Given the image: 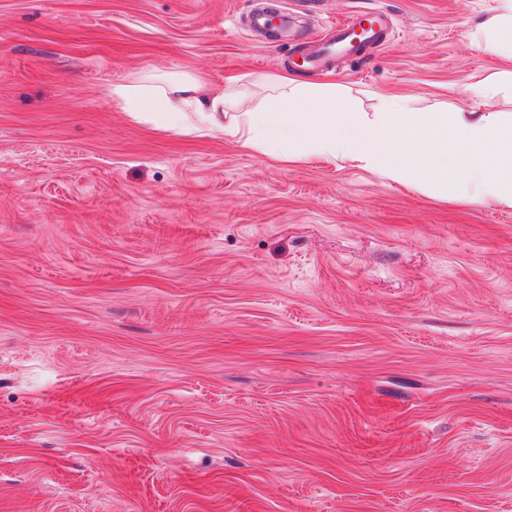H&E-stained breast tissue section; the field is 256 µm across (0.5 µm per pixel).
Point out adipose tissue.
Masks as SVG:
<instances>
[{"instance_id": "adipose-tissue-1", "label": "adipose tissue", "mask_w": 512, "mask_h": 512, "mask_svg": "<svg viewBox=\"0 0 512 512\" xmlns=\"http://www.w3.org/2000/svg\"><path fill=\"white\" fill-rule=\"evenodd\" d=\"M471 42L512 60V0H499ZM263 81L262 102L237 116L223 91L186 73L131 77L113 84L109 96L131 119L162 132L218 134L279 160L350 162L442 197L512 204V122L497 113L419 111L393 97L368 120L295 75Z\"/></svg>"}]
</instances>
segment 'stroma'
<instances>
[{"instance_id":"obj_1","label":"stroma","mask_w":512,"mask_h":512,"mask_svg":"<svg viewBox=\"0 0 512 512\" xmlns=\"http://www.w3.org/2000/svg\"><path fill=\"white\" fill-rule=\"evenodd\" d=\"M371 5L388 36L310 69ZM497 6L0 0V512H512V205L108 95L194 73L257 105L287 71L367 115H512V63L469 43Z\"/></svg>"}]
</instances>
